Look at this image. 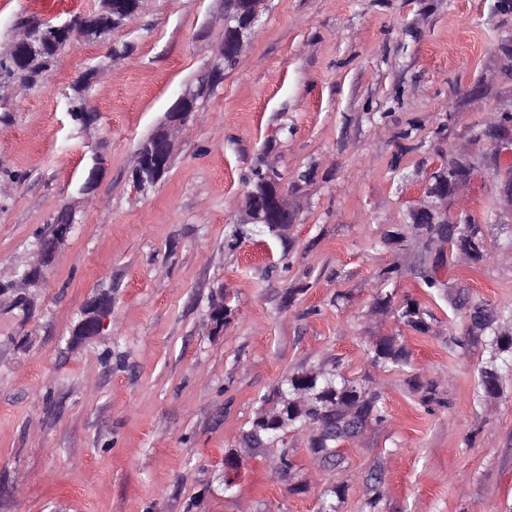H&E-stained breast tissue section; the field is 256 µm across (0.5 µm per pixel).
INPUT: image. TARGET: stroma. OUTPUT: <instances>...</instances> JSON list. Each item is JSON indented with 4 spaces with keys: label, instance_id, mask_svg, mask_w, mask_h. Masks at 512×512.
Listing matches in <instances>:
<instances>
[{
    "label": "stroma",
    "instance_id": "1",
    "mask_svg": "<svg viewBox=\"0 0 512 512\" xmlns=\"http://www.w3.org/2000/svg\"><path fill=\"white\" fill-rule=\"evenodd\" d=\"M104 7L0 0V55L22 20ZM225 10L140 0L34 85L0 71V512H512V369L478 396L492 338L448 300L463 287L512 314V175L492 167L512 149V0H261L168 173L138 190L140 144L222 61ZM79 97L82 123L69 113ZM492 117L506 118L504 139L479 136ZM453 155L474 169L448 210L484 229L475 266L412 222ZM272 163L296 221L237 238L254 173ZM64 208L74 229L23 283ZM432 262L435 288L417 275ZM100 293L108 328L72 346ZM406 302L426 331L399 320ZM384 338L408 366L370 361ZM323 364L375 394L381 419L327 460L306 430L245 447L262 397ZM228 455L240 463L229 488Z\"/></svg>",
    "mask_w": 512,
    "mask_h": 512
}]
</instances>
